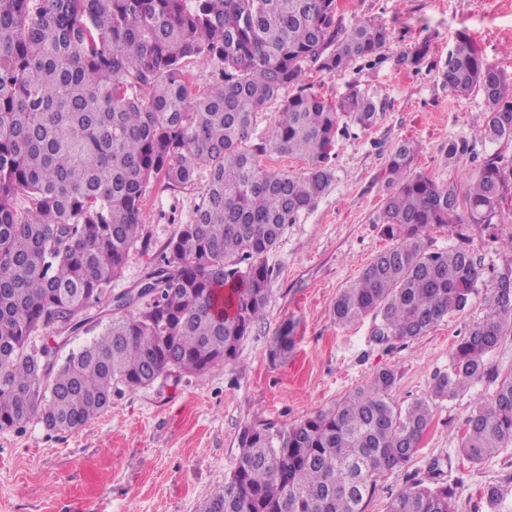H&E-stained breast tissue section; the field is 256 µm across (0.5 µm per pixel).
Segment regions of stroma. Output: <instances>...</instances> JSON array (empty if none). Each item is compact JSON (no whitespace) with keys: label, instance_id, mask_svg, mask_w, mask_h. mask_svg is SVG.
Instances as JSON below:
<instances>
[{"label":"stroma","instance_id":"stroma-1","mask_svg":"<svg viewBox=\"0 0 512 512\" xmlns=\"http://www.w3.org/2000/svg\"><path fill=\"white\" fill-rule=\"evenodd\" d=\"M358 16L378 18L392 33L380 63H356L333 75L314 71L309 81L333 100L358 89L382 109L372 128L354 127L339 139L330 189L268 254L270 301L236 358L203 375L174 373L146 388L117 389L104 413L78 431L54 432L36 417L24 429L0 431V512H197L230 476L243 427H288L332 407L383 367L397 374V407L428 396L466 326L484 316L483 297L465 314L390 349L372 341L370 320L336 325L332 307L387 245L378 216L386 160L398 142L418 143L417 171L447 185L462 183L494 152L475 123L484 109L481 93L452 91L438 71L457 37L467 35L512 78V0H340L343 26ZM424 41L430 46L424 68L400 65V56ZM205 185L201 176L185 188L156 183L148 189L143 240L113 280V295L141 285L192 216ZM496 222L495 232L474 235L488 273L512 256L501 246L512 235V209ZM289 318L299 323L295 347L288 358L272 357L276 332ZM495 388L485 379L454 399L435 401L418 451L400 471L379 478L366 512H386L414 474L455 456L466 418ZM510 473L512 447L461 468L456 512H492L479 490Z\"/></svg>","mask_w":512,"mask_h":512}]
</instances>
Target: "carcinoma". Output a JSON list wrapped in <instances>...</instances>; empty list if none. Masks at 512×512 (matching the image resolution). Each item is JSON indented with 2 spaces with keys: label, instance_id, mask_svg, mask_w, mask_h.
<instances>
[{
  "label": "carcinoma",
  "instance_id": "obj_1",
  "mask_svg": "<svg viewBox=\"0 0 512 512\" xmlns=\"http://www.w3.org/2000/svg\"><path fill=\"white\" fill-rule=\"evenodd\" d=\"M338 0H0V430L35 413L52 431H77L110 405L112 392L152 385L174 370L202 375L238 354L266 313L273 270L267 254L333 180L332 157L352 123L366 130L380 107L352 89L333 102L307 82L376 64L387 26L336 21ZM424 41L401 59L418 69ZM213 61L214 85L191 97L187 64ZM456 92L477 90L490 143L512 144V81L467 35L439 70ZM278 106L268 139L252 144L257 115ZM270 154L298 157L300 174L266 167ZM417 145L398 143L385 166L380 221L390 244L342 289L333 318L372 319L379 346L423 336L485 295L486 314L468 325L437 373L429 397L397 409L396 372L385 367L331 408L280 430L250 424L224 486L198 512H365L379 477L418 450L436 400L474 383L498 382L465 421L459 453L480 463L512 446V372L489 362L512 334V260L483 277L468 228H495L512 202V158L500 151L459 185L415 168ZM207 186L190 220L163 247L138 298L111 299L129 249L142 238L149 185ZM459 242L432 251V231ZM229 291L231 310L218 309ZM99 329L63 362L52 334ZM284 321L272 355L295 345ZM41 338L35 348L33 340ZM512 494V475L488 484L490 508ZM441 460L389 503L388 512H455Z\"/></svg>",
  "mask_w": 512,
  "mask_h": 512
}]
</instances>
